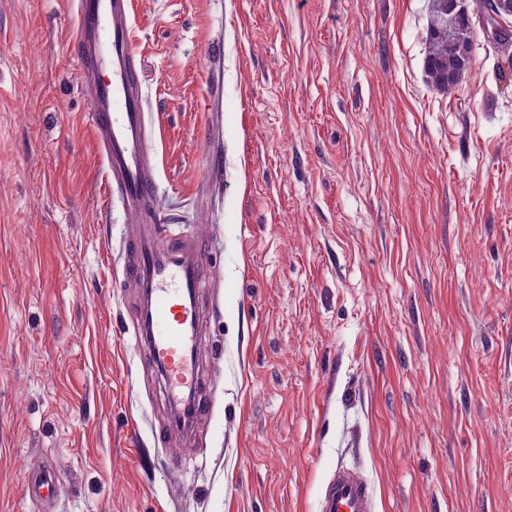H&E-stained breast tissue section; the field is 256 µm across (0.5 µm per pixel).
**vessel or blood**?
Returning <instances> with one entry per match:
<instances>
[{
  "instance_id": "vessel-or-blood-1",
  "label": "vessel or blood",
  "mask_w": 512,
  "mask_h": 512,
  "mask_svg": "<svg viewBox=\"0 0 512 512\" xmlns=\"http://www.w3.org/2000/svg\"><path fill=\"white\" fill-rule=\"evenodd\" d=\"M67 7L106 193L134 211L140 223H156L160 178L133 0H67ZM123 257L124 280L144 293L137 342L166 375L168 398L190 402L192 417L207 414L209 398L197 366L203 338L196 297L206 285L200 247L180 234L134 231L124 239ZM24 482L29 498L42 500L54 487V470L49 465L27 470ZM376 509L370 478L358 468L340 465L320 495L317 512Z\"/></svg>"
}]
</instances>
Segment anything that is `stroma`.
<instances>
[{
  "label": "stroma",
  "instance_id": "obj_1",
  "mask_svg": "<svg viewBox=\"0 0 512 512\" xmlns=\"http://www.w3.org/2000/svg\"><path fill=\"white\" fill-rule=\"evenodd\" d=\"M134 10L212 412L171 431L133 338L66 0H0V512H317L339 464L377 512H512V46L446 94L430 0ZM442 20L435 2L431 4L430 19L426 33L428 51L424 59V72L431 84L444 93H450L458 84L448 79V37L430 40L431 24L441 27ZM24 482L31 500L39 501L49 496L55 484V473L50 465L27 470Z\"/></svg>",
  "mask_w": 512,
  "mask_h": 512
}]
</instances>
